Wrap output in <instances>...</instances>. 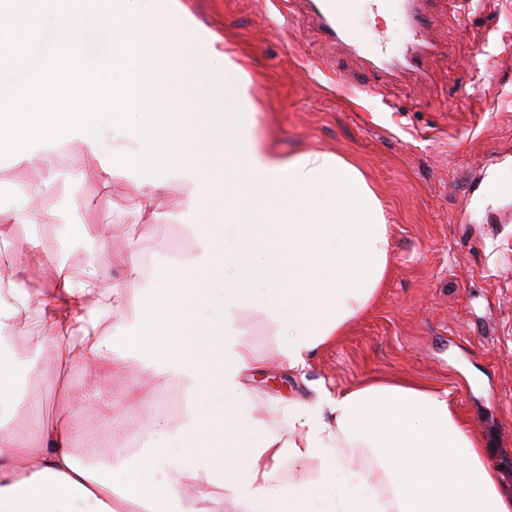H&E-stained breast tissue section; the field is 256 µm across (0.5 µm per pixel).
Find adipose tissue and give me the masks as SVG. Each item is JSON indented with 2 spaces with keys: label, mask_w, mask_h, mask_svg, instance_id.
Returning a JSON list of instances; mask_svg holds the SVG:
<instances>
[{
  "label": "adipose tissue",
  "mask_w": 512,
  "mask_h": 512,
  "mask_svg": "<svg viewBox=\"0 0 512 512\" xmlns=\"http://www.w3.org/2000/svg\"><path fill=\"white\" fill-rule=\"evenodd\" d=\"M148 4L160 45L153 86L173 101V126L186 146L184 180L191 187L180 217L195 238L192 255L171 253L165 286L144 278L141 246L117 256L127 278L107 282L97 270L45 267L26 238L31 271L0 266V512H512L480 435L448 391L409 381H374L334 392L310 383L306 399L281 402L287 430L254 414L244 376L266 360L249 337V319L265 321L276 339L280 369L303 371L321 347L373 310L392 262L384 204L361 169L326 152L282 155L261 131L250 79L230 43L215 37L185 61L182 34L191 25L180 0ZM197 74L185 82L181 73ZM226 154L217 156L216 143ZM22 167L42 172L22 190L24 205L0 209V244L14 227L46 219L27 201L56 176L37 151ZM113 175L98 174L101 205L84 234L101 250L126 232L112 199ZM224 190L219 220L204 224L216 188ZM223 248H216V240ZM47 285L31 292V273ZM224 282L217 315L206 314L209 285ZM46 322L54 331L44 360L66 376L87 375L85 393L28 430L18 366L8 353L15 335ZM125 376L141 401L156 381H180L190 398L183 422L140 438L142 462L131 465L112 441L78 456L80 431L124 421L126 407L108 392ZM227 405L200 410L199 398ZM359 449L377 451L360 469ZM314 461V482H280L282 461Z\"/></svg>",
  "instance_id": "obj_1"
}]
</instances>
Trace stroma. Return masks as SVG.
I'll use <instances>...</instances> for the list:
<instances>
[{"label":"stroma","mask_w":512,"mask_h":512,"mask_svg":"<svg viewBox=\"0 0 512 512\" xmlns=\"http://www.w3.org/2000/svg\"><path fill=\"white\" fill-rule=\"evenodd\" d=\"M193 24L186 53L208 39L230 40L245 60L250 92L265 136L284 154L321 151L356 161L379 193L392 225V266L376 311L309 362L305 378L273 363L275 340L262 321L252 341L270 362L245 386L262 394L259 414L285 427L276 401L306 394L320 380L341 389L368 377H410L448 390L458 410L480 428L485 446L512 492V194L488 201L489 170L512 159V0H427L428 36L437 51L416 81L388 82L339 46L327 43L302 0H181ZM352 33L398 49L407 37L398 14L372 15L352 0ZM56 188L35 199L57 218L38 230L43 256L71 259L120 282L125 271L79 229L98 200L91 176L67 150L47 153ZM189 188L169 180L161 202L135 214L124 201L133 238H113L127 251L147 246L143 271L158 279L168 249L188 254L194 238L166 200ZM30 417L63 399L54 372L31 375ZM130 427L100 426L80 445L112 437L136 445L142 431L175 428L154 402L135 406Z\"/></svg>","instance_id":"35a3bbf8"}]
</instances>
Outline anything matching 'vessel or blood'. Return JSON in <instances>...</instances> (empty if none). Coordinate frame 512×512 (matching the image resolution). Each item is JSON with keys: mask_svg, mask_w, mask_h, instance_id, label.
I'll use <instances>...</instances> for the list:
<instances>
[{"mask_svg": "<svg viewBox=\"0 0 512 512\" xmlns=\"http://www.w3.org/2000/svg\"><path fill=\"white\" fill-rule=\"evenodd\" d=\"M369 2L375 9H401L406 12L410 35L398 57L385 59L382 50L368 47L363 42L350 37V13L346 8V0H307V5L327 40L342 43L354 54L368 59L386 77L395 78L402 74L421 76L424 58L432 49L425 38L427 18L422 9V0H369Z\"/></svg>", "mask_w": 512, "mask_h": 512, "instance_id": "obj_1", "label": "vessel or blood"}]
</instances>
